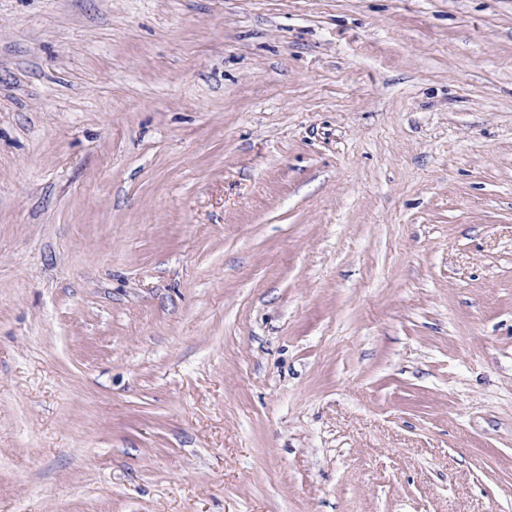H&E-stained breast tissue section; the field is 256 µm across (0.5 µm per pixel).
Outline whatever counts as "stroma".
<instances>
[{"instance_id": "35a3bbf8", "label": "stroma", "mask_w": 512, "mask_h": 512, "mask_svg": "<svg viewBox=\"0 0 512 512\" xmlns=\"http://www.w3.org/2000/svg\"><path fill=\"white\" fill-rule=\"evenodd\" d=\"M0 512H512V0H0Z\"/></svg>"}]
</instances>
